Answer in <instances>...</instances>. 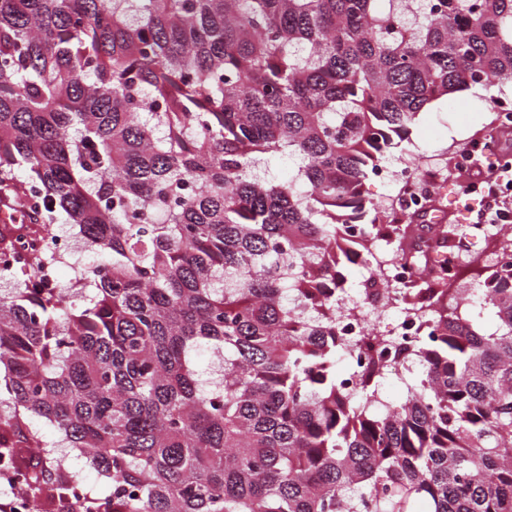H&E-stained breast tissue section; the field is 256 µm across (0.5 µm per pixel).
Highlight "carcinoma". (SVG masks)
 Here are the masks:
<instances>
[{
    "instance_id": "cac0c4a2",
    "label": "carcinoma",
    "mask_w": 512,
    "mask_h": 512,
    "mask_svg": "<svg viewBox=\"0 0 512 512\" xmlns=\"http://www.w3.org/2000/svg\"><path fill=\"white\" fill-rule=\"evenodd\" d=\"M511 78L512 0H0V202L39 185L34 221L96 254L79 307L34 243L0 298L7 482L34 512H512V271L462 295L475 258H434L459 225L402 251L418 346L372 328L357 391L336 368L371 174L431 102ZM284 154L293 179L258 174ZM408 231L367 225L360 262ZM71 470H73L78 479L92 491L104 490V478L98 473L97 470L90 467L81 459L71 460Z\"/></svg>"
}]
</instances>
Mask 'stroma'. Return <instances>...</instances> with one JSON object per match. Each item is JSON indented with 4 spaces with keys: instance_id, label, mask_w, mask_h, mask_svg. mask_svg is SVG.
I'll return each instance as SVG.
<instances>
[{
    "instance_id": "35a3bbf8",
    "label": "stroma",
    "mask_w": 512,
    "mask_h": 512,
    "mask_svg": "<svg viewBox=\"0 0 512 512\" xmlns=\"http://www.w3.org/2000/svg\"><path fill=\"white\" fill-rule=\"evenodd\" d=\"M512 101V89L490 86L478 94L467 89L454 101L439 99L429 105L412 127L408 137L385 158L389 165H409L417 181L426 183L429 196L423 216L432 224H468L472 200L465 196L459 177L450 175L455 155L462 147L483 138L497 127L493 98ZM53 232L71 240L72 249L58 265L57 283L71 291L75 266L86 263L88 254L76 227L64 215H56Z\"/></svg>"
}]
</instances>
